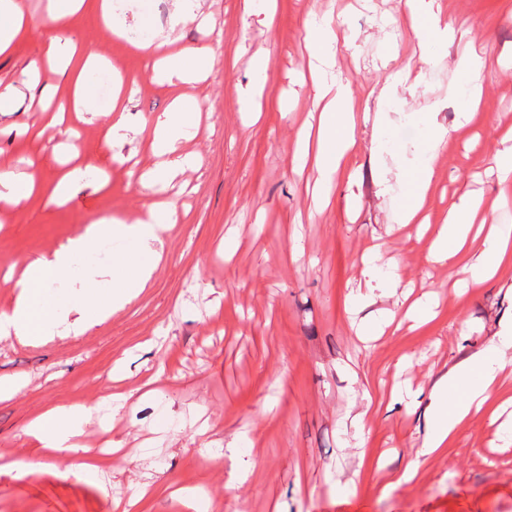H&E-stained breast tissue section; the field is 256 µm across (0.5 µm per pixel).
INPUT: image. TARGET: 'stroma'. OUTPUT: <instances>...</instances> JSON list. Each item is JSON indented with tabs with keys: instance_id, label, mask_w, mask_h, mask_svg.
Returning a JSON list of instances; mask_svg holds the SVG:
<instances>
[{
	"instance_id": "1",
	"label": "stroma",
	"mask_w": 512,
	"mask_h": 512,
	"mask_svg": "<svg viewBox=\"0 0 512 512\" xmlns=\"http://www.w3.org/2000/svg\"><path fill=\"white\" fill-rule=\"evenodd\" d=\"M456 29L447 48L414 32L403 0H205L211 27L179 29L182 46L209 44L214 67L194 91L201 103L196 134L183 152L200 165L179 173L168 190L176 202L172 229L147 288L87 334L41 344L0 341V378L26 377L27 387L0 401V455L32 456L36 440L23 428L54 405L90 404L104 387L128 393L114 420L93 419L84 438L104 470L79 479L47 467L37 477L0 471V512H117L113 484L124 495L140 482L155 491L139 512H512V440L475 417L420 468L407 485L394 481L422 445L436 379L482 351L500 321L512 318V273L454 294L448 270L431 261L428 237L393 222L405 187L399 175L421 150L423 113L451 129L436 162L426 210L438 229L448 203L469 191L494 203L512 224L505 195L489 167L502 134L512 128V0H439ZM38 34L19 38L0 56V93L15 111L0 112V170L33 173L41 192L0 208V312L32 259L81 234L88 217L119 216L151 198L139 178L158 163L143 123L169 109L167 87L153 82L135 42L168 30L174 0H124L112 17L122 38L104 33L100 0H85L69 19L78 39L98 48L130 81L131 131L118 148L100 123L82 122L71 136L34 137L42 103L68 96L63 76L20 72L51 35L47 0H27ZM350 32L333 71L356 101L360 150L336 176L329 203L315 209L314 169L292 171L298 132L318 115L308 70L304 24L311 12ZM485 50L489 65L480 108L456 128L463 100L457 58ZM267 53L258 100L260 118L240 112L253 83L251 59ZM422 82L403 81L397 96L377 99L406 64ZM80 152L86 173L63 204L49 195ZM126 163L113 162V152ZM112 172L99 187L97 169ZM236 236L232 255L224 239ZM381 269L397 265L400 284L374 290L373 310H395L404 290L434 294L435 317L422 327L382 336L363 349L354 334L350 298L375 239ZM127 243L101 241L74 272L56 283L80 287L85 269L117 277ZM412 365L397 371L400 356ZM365 414L362 427L352 419ZM207 427L209 454L196 431Z\"/></svg>"
}]
</instances>
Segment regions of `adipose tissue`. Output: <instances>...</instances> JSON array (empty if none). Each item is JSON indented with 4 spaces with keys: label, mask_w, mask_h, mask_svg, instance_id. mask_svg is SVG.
<instances>
[{
    "label": "adipose tissue",
    "mask_w": 512,
    "mask_h": 512,
    "mask_svg": "<svg viewBox=\"0 0 512 512\" xmlns=\"http://www.w3.org/2000/svg\"><path fill=\"white\" fill-rule=\"evenodd\" d=\"M84 0H64L48 14L54 32L46 38L42 53L31 59L24 73L35 79L46 63L77 57L69 69L70 94L60 102L57 113H87L102 120L107 139H120L128 128L127 112L120 95H113L108 108H99L94 100V77L105 62L100 53L91 50L69 32L68 18L78 11ZM311 67L326 73L336 56L338 35L335 29L318 21L308 24ZM170 34L159 32L139 45L148 59L152 80L168 84L175 96L168 112L159 115L149 140L151 151L160 157V165L143 178L148 189L164 190L182 170L195 166V157L182 153L200 106L183 90L185 84L197 80L214 62L211 46L200 45L171 50ZM318 93L326 105L320 114L316 133H303L295 141L293 157L301 162L313 159L321 182L332 181L358 149L355 133L356 117L352 92L340 80L322 82ZM427 147L413 164L402 171L407 183V200L396 212L400 225L422 221L421 208L434 182V163L448 140L449 132L429 125ZM171 205L154 201L143 204L136 212L123 217L90 218L82 234L74 237L51 254L30 262L20 281L14 304L0 312V340H44L59 330L81 336L111 318L136 298L151 280L158 264L156 244L169 229ZM116 238L133 243L136 255L123 259L124 273L113 280L108 291L97 287L99 272L88 269L79 288L67 295L52 292L51 287L67 278L71 268L91 253L100 241ZM430 256L448 266L455 275L456 288H470L512 269V224L494 221L492 213L478 198L463 195L448 205V215L430 246ZM512 361V324L495 333L485 350L451 368L435 381L431 391V413L427 433L419 457L411 461L399 480L411 482L417 475L423 457L441 452L455 438L460 427L478 413L487 412L490 400L499 387L500 374ZM114 393H105L93 405L55 406L31 420L25 427L27 436L42 443V452L25 463L8 462V469H22L34 477L46 460L78 478L95 476V461L78 442L85 425L105 407L113 404Z\"/></svg>",
    "instance_id": "1"
}]
</instances>
